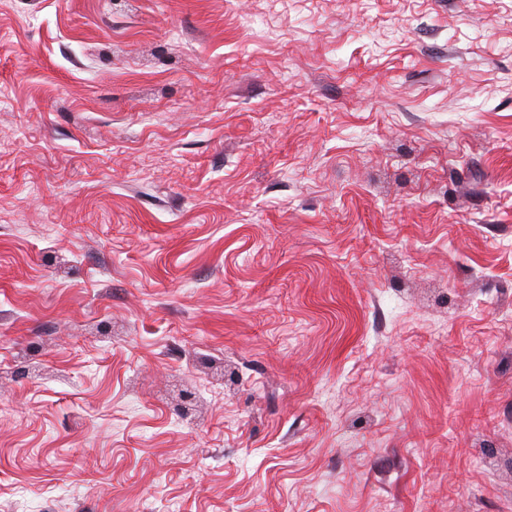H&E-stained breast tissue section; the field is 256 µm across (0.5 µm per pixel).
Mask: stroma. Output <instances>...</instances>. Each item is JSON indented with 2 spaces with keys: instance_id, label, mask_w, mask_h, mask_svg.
Returning <instances> with one entry per match:
<instances>
[{
  "instance_id": "1",
  "label": "stroma",
  "mask_w": 512,
  "mask_h": 512,
  "mask_svg": "<svg viewBox=\"0 0 512 512\" xmlns=\"http://www.w3.org/2000/svg\"><path fill=\"white\" fill-rule=\"evenodd\" d=\"M0 512H512V0H0Z\"/></svg>"
}]
</instances>
